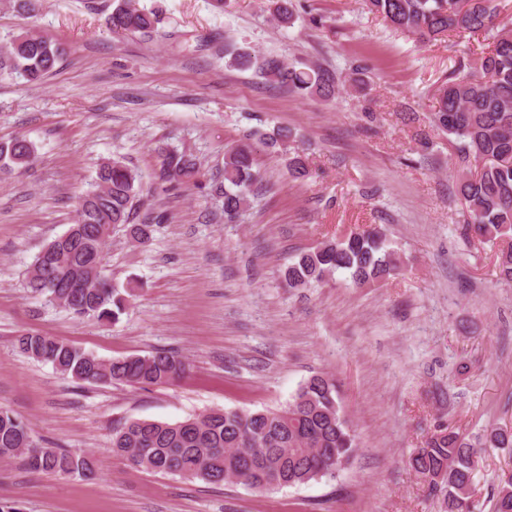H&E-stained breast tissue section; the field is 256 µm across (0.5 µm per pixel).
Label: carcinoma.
<instances>
[{"label":"carcinoma","instance_id":"obj_1","mask_svg":"<svg viewBox=\"0 0 512 512\" xmlns=\"http://www.w3.org/2000/svg\"><path fill=\"white\" fill-rule=\"evenodd\" d=\"M107 24L115 33L148 35L158 31L160 15L136 0H114ZM277 22L290 27L297 19L294 0H271ZM12 11L32 18L41 0H0ZM368 13L385 26L422 42L452 33L477 41L473 58L460 63L436 90L433 122L455 144L459 169L456 184L466 210V231L507 246L498 254V280L512 285V22L501 23L500 0H362ZM66 50L25 29L0 54V76L37 84L53 71ZM228 66L252 70L266 81L286 85L304 95L331 99L339 93L334 77L321 68L289 65L275 55L246 48L226 50ZM292 131L278 127L251 134L269 152H288ZM253 145L243 143L224 154L223 173L212 179L210 195L221 202L224 223L235 222L249 205L261 175ZM35 144L24 136L0 141V172L27 168ZM159 179L173 187L197 180L200 162L187 151L160 149ZM295 180L309 175L305 159L288 157ZM143 186L139 172L120 158L99 164L93 183L77 196L76 223L68 238L59 235L34 257L27 288L45 296L78 318L115 322L125 311L129 292H122L106 274L103 260L109 227L123 224L139 244L150 240L163 213L140 210ZM398 268L395 251L380 233L367 230L326 240L298 253L284 271L290 288L321 283L346 271L356 285L381 281ZM83 287L74 288L72 284ZM20 352L60 374L89 385L132 387L170 385L191 369L188 360L164 350L103 360L91 352L50 336L24 332L16 336ZM29 429L10 409L0 406V461L21 456L33 470L53 476H87L92 458L63 448L27 442ZM355 437L341 405L336 380L316 374L304 381L288 405L276 410H212L175 423L132 420L112 430V452L145 471L199 480L207 484H244L259 491L302 486L348 465ZM486 448H512V432L493 428L474 442L444 429L432 435L409 459L424 479L447 475L441 486L444 512H470L468 481L476 457ZM493 512H512V479L497 476Z\"/></svg>","mask_w":512,"mask_h":512}]
</instances>
